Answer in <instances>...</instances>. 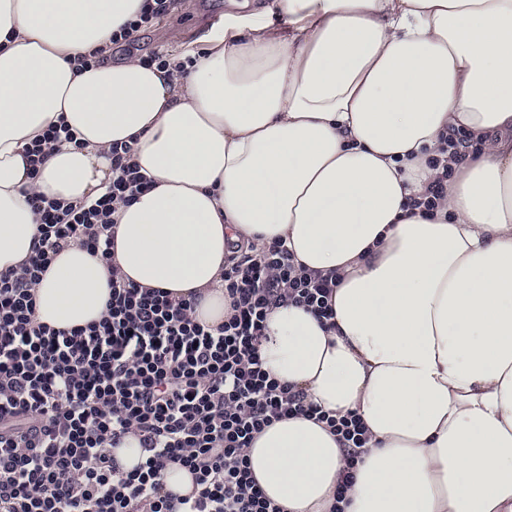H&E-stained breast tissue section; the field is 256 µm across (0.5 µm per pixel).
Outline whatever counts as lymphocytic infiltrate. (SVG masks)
Here are the masks:
<instances>
[{
    "label": "lymphocytic infiltrate",
    "instance_id": "1",
    "mask_svg": "<svg viewBox=\"0 0 512 512\" xmlns=\"http://www.w3.org/2000/svg\"><path fill=\"white\" fill-rule=\"evenodd\" d=\"M172 0H144L113 32V44L169 14ZM112 181L89 203L39 196L37 245L17 269L0 271V512H283L258 488L246 450L274 422L325 423L344 449L345 493L368 443L353 412L338 416L263 367L269 312L291 303L319 320L341 276L295 265L283 241L236 252L224 265L223 324L196 320L193 299L174 298L113 275L101 319L70 331L35 320L34 289L64 244L111 261L115 214L151 187L130 143L110 148ZM136 437L143 464L124 470L114 451ZM188 469L191 494L167 491L169 466Z\"/></svg>",
    "mask_w": 512,
    "mask_h": 512
}]
</instances>
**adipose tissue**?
I'll return each mask as SVG.
<instances>
[{"label": "adipose tissue", "mask_w": 512, "mask_h": 512, "mask_svg": "<svg viewBox=\"0 0 512 512\" xmlns=\"http://www.w3.org/2000/svg\"><path fill=\"white\" fill-rule=\"evenodd\" d=\"M143 0H0V270L33 252L32 195L99 197L112 143L154 183L120 206L113 266L125 281L195 296L224 321V262L284 239L335 272L329 324L284 303L260 355L332 414L357 413L368 448L344 512H512V0H271L226 14L187 77L108 53ZM40 168L26 148L58 121ZM453 165L434 217L408 213ZM111 266L64 247L36 288V320L97 321ZM247 458L285 512H330L344 467L325 424L257 434Z\"/></svg>", "instance_id": "ef3b65f1"}]
</instances>
